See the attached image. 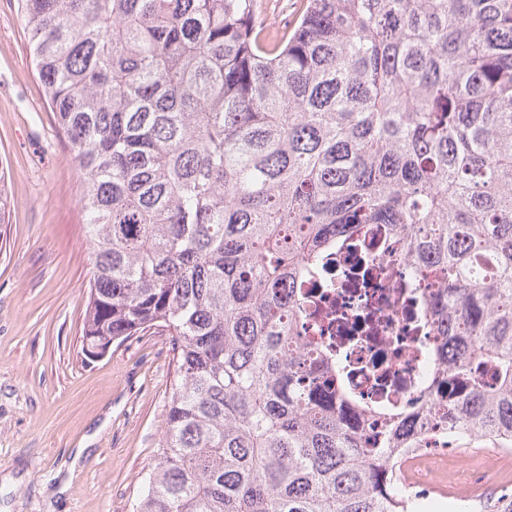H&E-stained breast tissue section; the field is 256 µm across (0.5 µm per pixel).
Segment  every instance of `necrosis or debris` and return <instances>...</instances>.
<instances>
[{
    "instance_id": "4bbe7bcc",
    "label": "necrosis or debris",
    "mask_w": 512,
    "mask_h": 512,
    "mask_svg": "<svg viewBox=\"0 0 512 512\" xmlns=\"http://www.w3.org/2000/svg\"><path fill=\"white\" fill-rule=\"evenodd\" d=\"M445 286L434 268L406 258L389 225L355 224L326 252L321 274L300 284L305 318L297 335L343 356L350 369L345 389L362 403L416 407L429 397L427 351L440 348L437 362L445 364L463 348L443 341L422 318ZM430 428L432 451L415 449L401 464L400 489L416 506L439 488L455 501L478 498L512 467V453L478 454L470 461L472 480L449 482L452 462L439 453L444 426L434 419Z\"/></svg>"
}]
</instances>
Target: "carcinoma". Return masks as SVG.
<instances>
[{
  "instance_id": "carcinoma-1",
  "label": "carcinoma",
  "mask_w": 512,
  "mask_h": 512,
  "mask_svg": "<svg viewBox=\"0 0 512 512\" xmlns=\"http://www.w3.org/2000/svg\"><path fill=\"white\" fill-rule=\"evenodd\" d=\"M21 0L81 172L83 356L151 329L176 380L136 512H410L402 454L438 392L454 448H512V0ZM352 224L447 280L464 335L412 415L301 343L295 284ZM384 422L374 447L366 422ZM262 15L265 18L266 11H279L280 24L288 23V27L294 25L299 13L298 8L301 0H262Z\"/></svg>"
}]
</instances>
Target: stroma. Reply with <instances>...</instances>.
Here are the masks:
<instances>
[{"instance_id":"stroma-1","label":"stroma","mask_w":512,"mask_h":512,"mask_svg":"<svg viewBox=\"0 0 512 512\" xmlns=\"http://www.w3.org/2000/svg\"><path fill=\"white\" fill-rule=\"evenodd\" d=\"M0 169V512H133L175 379L173 338L152 330L93 361L81 353V174L18 0H0Z\"/></svg>"}]
</instances>
